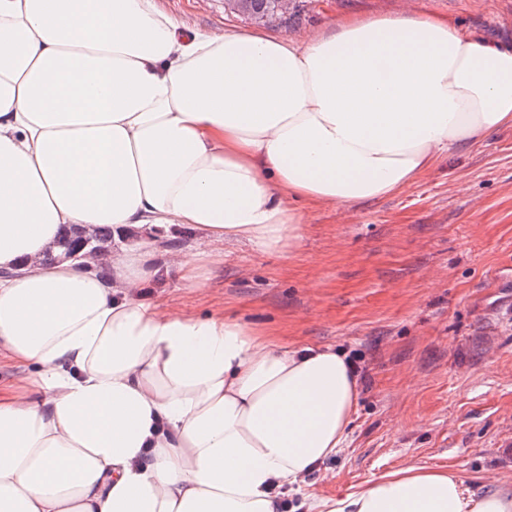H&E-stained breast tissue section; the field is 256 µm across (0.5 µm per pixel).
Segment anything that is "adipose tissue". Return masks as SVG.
Wrapping results in <instances>:
<instances>
[{
  "mask_svg": "<svg viewBox=\"0 0 512 512\" xmlns=\"http://www.w3.org/2000/svg\"><path fill=\"white\" fill-rule=\"evenodd\" d=\"M507 126L512 46L442 16L278 39L156 0H0V512H512L510 488L415 466L303 495L346 443L352 362L141 297L162 231L294 246L296 201L399 193ZM103 224L107 263H43Z\"/></svg>",
  "mask_w": 512,
  "mask_h": 512,
  "instance_id": "obj_1",
  "label": "adipose tissue"
}]
</instances>
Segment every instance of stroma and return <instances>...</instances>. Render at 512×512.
I'll return each mask as SVG.
<instances>
[{
	"instance_id": "35a3bbf8",
	"label": "stroma",
	"mask_w": 512,
	"mask_h": 512,
	"mask_svg": "<svg viewBox=\"0 0 512 512\" xmlns=\"http://www.w3.org/2000/svg\"><path fill=\"white\" fill-rule=\"evenodd\" d=\"M168 14L217 32L314 34L344 14L411 8L461 31L512 44V0H305L270 28L222 0H158ZM210 254L205 291L169 273L147 300L221 313L291 346L333 347L364 371L345 448L304 492L341 497L410 465L456 472L468 494L512 487V126L459 148L401 193L349 207L306 208L291 249L164 235L159 249Z\"/></svg>"
}]
</instances>
